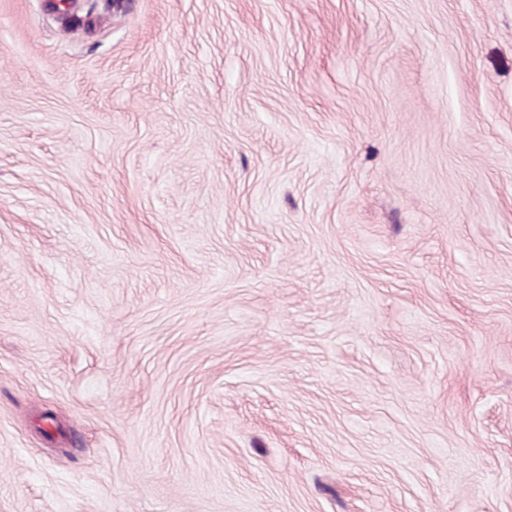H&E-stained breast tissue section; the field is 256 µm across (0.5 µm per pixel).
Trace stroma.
Instances as JSON below:
<instances>
[{"label":"stroma","mask_w":512,"mask_h":512,"mask_svg":"<svg viewBox=\"0 0 512 512\" xmlns=\"http://www.w3.org/2000/svg\"><path fill=\"white\" fill-rule=\"evenodd\" d=\"M0 0V512H512V0Z\"/></svg>","instance_id":"stroma-1"}]
</instances>
